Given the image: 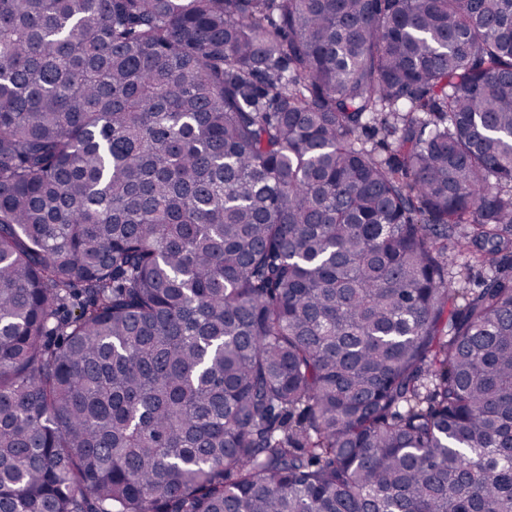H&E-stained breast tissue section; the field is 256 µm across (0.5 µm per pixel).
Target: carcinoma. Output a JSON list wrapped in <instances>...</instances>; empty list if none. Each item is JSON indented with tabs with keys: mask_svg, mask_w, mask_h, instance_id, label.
Masks as SVG:
<instances>
[{
	"mask_svg": "<svg viewBox=\"0 0 512 512\" xmlns=\"http://www.w3.org/2000/svg\"><path fill=\"white\" fill-rule=\"evenodd\" d=\"M511 253L512 0H0V512H512Z\"/></svg>",
	"mask_w": 512,
	"mask_h": 512,
	"instance_id": "carcinoma-1",
	"label": "carcinoma"
}]
</instances>
